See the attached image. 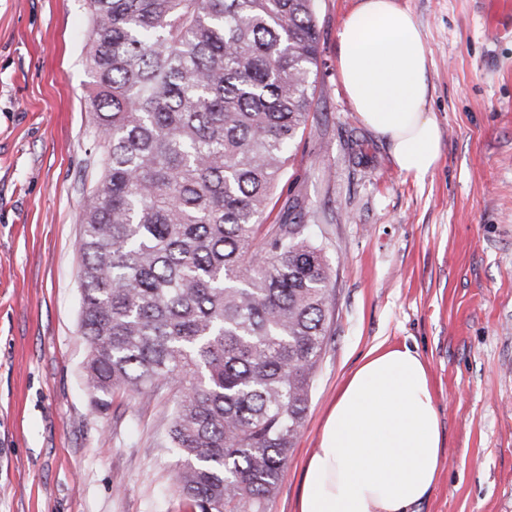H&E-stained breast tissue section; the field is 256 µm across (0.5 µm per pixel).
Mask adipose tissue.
<instances>
[{
    "instance_id": "adipose-tissue-1",
    "label": "adipose tissue",
    "mask_w": 512,
    "mask_h": 512,
    "mask_svg": "<svg viewBox=\"0 0 512 512\" xmlns=\"http://www.w3.org/2000/svg\"><path fill=\"white\" fill-rule=\"evenodd\" d=\"M337 67L354 112L397 169L421 180L441 156L428 110L429 52L396 0H359L338 32ZM439 412L425 362L375 346L336 395L309 457L298 512H409L436 485Z\"/></svg>"
}]
</instances>
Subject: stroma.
I'll return each instance as SVG.
<instances>
[{"label":"stroma","mask_w":512,"mask_h":512,"mask_svg":"<svg viewBox=\"0 0 512 512\" xmlns=\"http://www.w3.org/2000/svg\"><path fill=\"white\" fill-rule=\"evenodd\" d=\"M357 0H315L313 112L276 212L321 225L334 319L267 512H297L339 387L378 344L426 363L441 469L414 512H512V21L489 0H397L431 54L437 166L417 181L353 112L337 30ZM86 0H0V512H181L163 446L172 396L83 379L78 241L101 152L83 56Z\"/></svg>","instance_id":"35a3bbf8"}]
</instances>
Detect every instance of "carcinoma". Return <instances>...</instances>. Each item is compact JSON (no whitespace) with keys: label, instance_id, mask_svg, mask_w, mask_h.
<instances>
[{"label":"carcinoma","instance_id":"carcinoma-1","mask_svg":"<svg viewBox=\"0 0 512 512\" xmlns=\"http://www.w3.org/2000/svg\"><path fill=\"white\" fill-rule=\"evenodd\" d=\"M88 7L104 148L79 240L88 389L98 409L172 393L186 512H266L334 309L324 241L271 218L313 109L314 0Z\"/></svg>","mask_w":512,"mask_h":512}]
</instances>
